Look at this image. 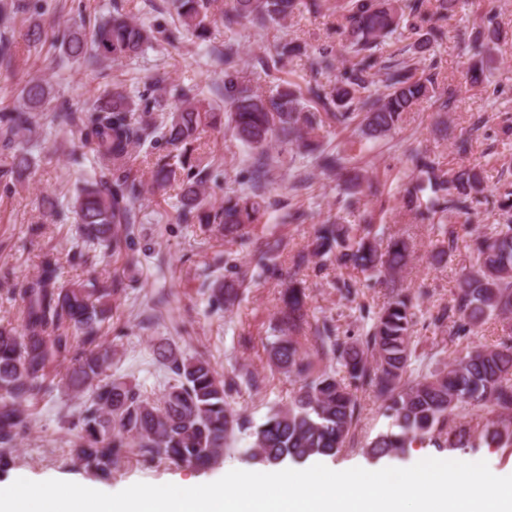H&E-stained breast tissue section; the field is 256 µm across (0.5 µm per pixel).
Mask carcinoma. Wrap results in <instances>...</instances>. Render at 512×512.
<instances>
[{"instance_id": "cac0c4a2", "label": "carcinoma", "mask_w": 512, "mask_h": 512, "mask_svg": "<svg viewBox=\"0 0 512 512\" xmlns=\"http://www.w3.org/2000/svg\"><path fill=\"white\" fill-rule=\"evenodd\" d=\"M218 2L172 0L177 26L162 31L126 15L114 3L112 15L92 30L76 24L55 39L59 61L72 59L96 68L138 55L159 33L170 43L186 33L204 41L219 19L225 20L228 29L240 20L263 29L293 17L301 5L320 13L328 4V0H230L226 10ZM423 2L413 0L409 5V23L400 0H341L336 5L341 35L356 62L336 75L332 93L318 82L308 87L320 112L311 111L301 90L291 86L271 96L237 86L230 74L235 64L233 49H212L225 66L224 86L214 87L212 94L224 99V105L200 98L192 87L179 89L163 134L171 151L157 160L147 185L131 174L127 161L132 147L150 144L157 137L152 113L166 109L167 99L161 95L135 99L115 83L77 113L67 102H55L48 83L31 78L21 87L13 107L0 113V136L5 145H16L12 164L22 171L31 166L26 134L33 131L32 113L49 109L59 123L78 128L99 162V173L85 182L72 201L86 244L107 249L119 245L112 228L136 223L135 201L145 191L163 190L178 167L187 171L184 220L214 224L225 241L237 243L271 207L261 190L279 163L270 155L275 142L297 156L311 158L321 173L339 176L340 193L354 197L372 191V181L351 173L344 150L323 146L320 132L354 123L360 145L367 148L387 136L418 100L435 92L434 74L415 77V64L405 59L383 65V91L371 92V70L377 64L375 53L381 41L405 24L422 33L425 43L446 36L443 26L425 29L423 24L434 18L448 20L456 0H433L430 13L423 10ZM47 36L41 22L28 18L18 30V37L29 47ZM499 38L496 16L489 14L475 36L476 49ZM298 53L300 46L286 42L257 64L264 71L276 70ZM132 112L140 113L139 120L131 121ZM217 126L254 151L252 191L226 196L218 207L206 203L202 188L208 172L189 153L204 128ZM410 161L413 175L399 203L422 221H437L438 235L447 244L437 252L441 257L457 242L454 226L444 220L452 214L469 216L485 199L484 169L446 168L426 151L411 153ZM495 205L498 223L472 236L468 245L471 268L457 283L454 304L434 317V322L448 323L450 340L458 341L476 334L494 317L504 331L496 345L476 347L449 361L444 370L415 377L411 364L416 314L413 297L406 290H398L377 311L361 309L362 333L342 337L339 327L326 318L309 322L306 293L290 279L275 316L278 336L269 354L273 365L295 376L299 386L287 404L271 409L255 427L231 408L229 399L240 385L257 388L262 379L251 371L224 378L203 354L186 355L169 343L157 345L154 355L170 373L157 398L107 375L111 354L101 342V324L118 283L107 278L64 286L58 281L56 259L45 255L39 274L20 291L22 329L0 325V468L9 466L11 449L29 429L30 408L51 393V370L56 365L64 366V378L74 392L87 395L69 426L78 437L74 455L86 469L97 473H107L132 457L212 468L222 462L229 441L245 430L252 437L251 449L267 465L303 462L312 456L336 457L352 442L360 392L373 394L389 419L387 429L362 448L374 459L402 455L416 442L435 448L480 444L511 448L512 182L502 185ZM282 247L277 238L267 241L254 262L238 263L232 253H225L226 275L224 282L211 289V306L233 308L240 288L256 276L282 278L276 261ZM409 258L410 244L400 235L380 243L375 235L361 236L352 225L327 219L316 225L311 243L294 253L291 263L297 270L313 261L321 270L336 266L394 278ZM306 336L311 338L310 350L300 342ZM319 360L334 362L336 367L320 370L316 368Z\"/></svg>"}]
</instances>
